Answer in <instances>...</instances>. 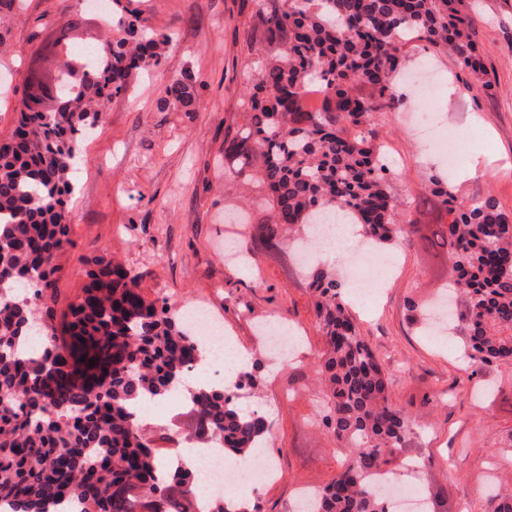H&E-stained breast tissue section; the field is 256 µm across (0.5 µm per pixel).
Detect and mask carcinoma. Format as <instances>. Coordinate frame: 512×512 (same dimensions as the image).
<instances>
[{
  "mask_svg": "<svg viewBox=\"0 0 512 512\" xmlns=\"http://www.w3.org/2000/svg\"><path fill=\"white\" fill-rule=\"evenodd\" d=\"M101 18L112 37L65 42L62 105L39 112L22 100L12 131L21 143L0 148V504L55 512L52 505L76 499L81 512H198L197 475L164 469L159 442L169 437L149 435L132 413L138 398L163 399L203 366L178 308L146 296L122 262L103 259L82 295L57 311L75 158L102 103L157 69L173 43L122 0H107ZM475 22L467 0H257L252 32L266 52L253 60L239 101L244 123L224 135V157L239 173L259 161L254 178L269 215L255 227L254 252L278 250L285 231L317 212L346 210L378 245L408 236L452 262L469 381L512 362V216L491 195L464 201L433 177L419 214L442 208L449 222L397 223L396 188L369 125L373 113L403 105L392 76L410 37L448 51L469 79L483 72ZM189 80L171 79L165 102L197 111ZM312 83L323 93L318 109L304 100ZM307 286L321 348L306 423L334 444L337 464L333 479L316 486L319 512H390L369 478L397 468L416 422L392 400L391 374L361 336L336 270L316 268ZM252 380L242 371L234 385L190 392L189 435L226 456L267 441L266 415L239 402ZM486 502L488 512H512V486L491 490ZM206 512L261 510H231L214 496Z\"/></svg>",
  "mask_w": 512,
  "mask_h": 512,
  "instance_id": "cac0c4a2",
  "label": "carcinoma"
}]
</instances>
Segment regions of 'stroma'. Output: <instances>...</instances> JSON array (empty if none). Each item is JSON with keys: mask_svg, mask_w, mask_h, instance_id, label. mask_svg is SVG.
Segmentation results:
<instances>
[{"mask_svg": "<svg viewBox=\"0 0 512 512\" xmlns=\"http://www.w3.org/2000/svg\"><path fill=\"white\" fill-rule=\"evenodd\" d=\"M0 9V137L18 117L28 72L54 70L67 16L85 15L83 30L95 38L103 23L84 0H22ZM475 41L487 79L463 87L454 59L424 42L405 47L404 69L426 64L441 77L433 101L404 87L407 110L422 114L435 105L443 129L460 155L425 145L417 127L399 112H378L371 126L381 137L398 192V220L416 216L430 175L455 186L459 197L492 195L512 213V0H475ZM149 23L174 32L175 41L157 71L136 77L128 91L106 102L95 134L82 146L67 198L71 245L58 257L59 307L88 284L99 257L122 258L149 296L202 301L220 313L248 351L262 393L259 405L271 413L268 453L279 467L280 483L249 480L242 490L263 512H286L292 488L321 485L336 473L331 445L318 431L305 430L314 392L288 396V369L274 364L255 342L256 325L274 314L290 318L312 347L314 325L304 270L293 235L284 236L276 256L258 257L254 269L224 259V243L247 248L255 224L268 210L262 193L224 161V133L243 123L238 102L248 83L247 65L261 44L251 35L255 0H130ZM191 73L203 107L184 112L164 102L170 78ZM476 176H467L468 168ZM394 263L373 302L352 299L351 310L376 357L391 373V396L420 424L406 448L413 471L396 472L427 496L432 512H484L493 475L512 471V458L498 455L512 434V363H501L473 381H464L468 360L463 338L427 336L412 321L407 305L430 302L452 279L451 263L417 244L386 247Z\"/></svg>", "mask_w": 512, "mask_h": 512, "instance_id": "1", "label": "stroma"}]
</instances>
